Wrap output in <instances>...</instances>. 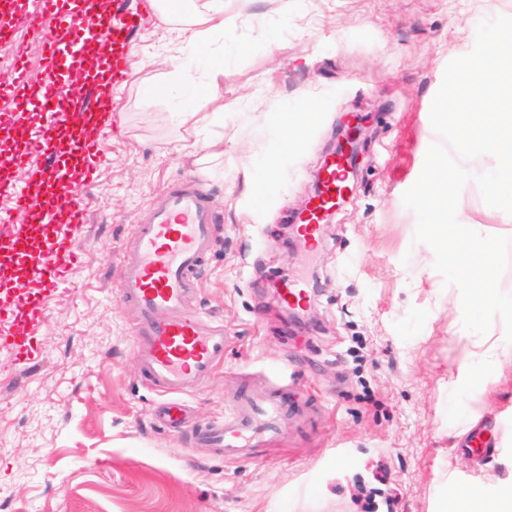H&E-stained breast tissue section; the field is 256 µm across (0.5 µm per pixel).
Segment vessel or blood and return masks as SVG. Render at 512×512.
Here are the masks:
<instances>
[{
  "label": "vessel or blood",
  "mask_w": 512,
  "mask_h": 512,
  "mask_svg": "<svg viewBox=\"0 0 512 512\" xmlns=\"http://www.w3.org/2000/svg\"><path fill=\"white\" fill-rule=\"evenodd\" d=\"M24 0H0V51L11 55L0 69V93L15 107L0 114V126L14 131L16 150L0 158V189L11 192L12 212L0 211V240L12 247L14 279L6 290L9 305L0 306V352L15 364L36 360L39 346L33 328L46 319L44 296L61 293L79 261L78 236L87 214L80 187L90 184L100 165L99 141L75 125V114L96 121L102 134L112 131L104 87L126 77V50L132 34L147 19L145 11L118 6L106 15H89L83 0H38L25 11ZM42 42L45 77L33 86L14 44V29ZM110 45L96 72L74 62L66 82L55 77L57 53L80 49L87 41ZM41 156L31 176L15 185L13 168ZM321 188L297 230L315 246L321 224L347 187L342 158L327 157ZM216 218L190 179L169 186L157 200L150 223L137 225L125 243L115 281L125 307L134 312L132 333L142 380L170 396L166 425H178L182 408L177 395L190 392L224 361L228 342L223 323L203 315L194 299L197 272L211 251ZM35 272L39 292H27L23 279ZM287 410L278 395L262 402L243 401L239 412L198 430L197 438L226 459H249L263 447Z\"/></svg>",
  "instance_id": "1"
}]
</instances>
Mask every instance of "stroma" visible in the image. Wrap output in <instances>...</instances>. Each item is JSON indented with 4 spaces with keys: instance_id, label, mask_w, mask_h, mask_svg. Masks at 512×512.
<instances>
[{
    "instance_id": "1",
    "label": "stroma",
    "mask_w": 512,
    "mask_h": 512,
    "mask_svg": "<svg viewBox=\"0 0 512 512\" xmlns=\"http://www.w3.org/2000/svg\"><path fill=\"white\" fill-rule=\"evenodd\" d=\"M224 110L208 145L184 149L177 112L189 95L152 87L172 65L210 66L155 19L132 38L127 82L106 93L115 127L84 188L88 221L65 292L46 300L41 355L16 371L0 354V504L8 512H363L362 488L386 484L393 512H496L512 496V344L501 318L462 326L460 292L413 244L402 203L429 145L446 64L469 53L481 20L512 0H224ZM316 105L306 136L281 149L276 118ZM369 135L349 200L304 245L301 211L336 134ZM189 176L219 216L196 305L229 337L224 364L182 395L191 424L156 420L159 395L139 380L129 315L113 286L122 244L168 183ZM457 216L512 237V216L475 184ZM304 280L315 320L289 323L283 280ZM297 386L303 422L251 460L202 447L242 391ZM482 427L483 459L461 451Z\"/></svg>"
}]
</instances>
